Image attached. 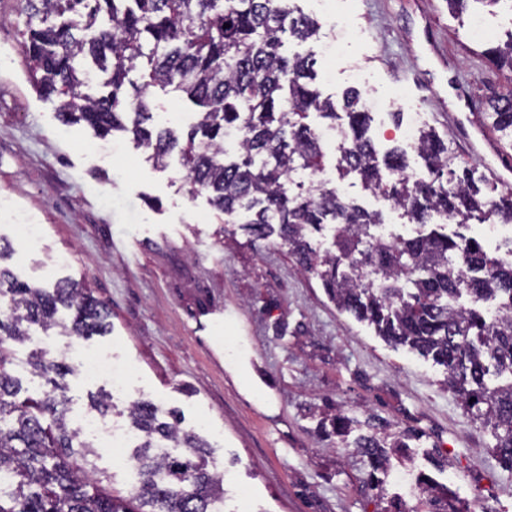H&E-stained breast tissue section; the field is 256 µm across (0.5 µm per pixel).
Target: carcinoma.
<instances>
[{
  "label": "carcinoma",
  "mask_w": 512,
  "mask_h": 512,
  "mask_svg": "<svg viewBox=\"0 0 512 512\" xmlns=\"http://www.w3.org/2000/svg\"><path fill=\"white\" fill-rule=\"evenodd\" d=\"M27 38L21 52L41 97L56 98L64 124L84 123L100 137L132 135L146 161L162 167L179 152L192 191L210 205L239 216L257 238L277 235L316 274L337 307L375 326L381 336L432 358L446 370V384L469 416L491 431L493 451L512 471V261L491 255L483 241L436 229L394 240L377 237L380 215L346 200L320 181L292 196L285 179L303 169H324L317 131L303 122L315 112L336 120V103L312 84L309 57H289L283 35L306 42L319 33L294 0H24ZM480 55L497 71L512 74V31ZM90 63L107 75L98 97L79 88ZM144 81L125 89L129 74ZM172 88L201 107L197 120L178 133L155 121L151 87ZM341 109L348 131L339 147L341 176H359L418 224L436 217L467 223H512V189L493 200L477 185L451 142L420 135L418 155L428 177L404 174L405 152L378 159L367 136L368 112L355 88ZM484 117L503 145L512 146V87L488 98ZM336 225L332 249L313 252L308 233ZM13 248L0 238V512H217L224 476L209 469V445L171 420L159 418L150 400L127 407L130 427L141 433L131 461L138 484L127 499L102 486L94 459L99 449L72 426L67 407L72 365L47 351L24 365L45 381L38 396L22 395L15 375V345L30 328L47 336H91L107 327L108 312L89 288L64 279L53 288L20 281L1 265ZM73 311L65 321L59 308ZM507 382L489 386L493 378ZM419 437L415 428L392 429L375 417L353 442L366 458L362 512H470L445 483L421 472L417 506L386 496L390 460ZM167 441L174 454L154 451ZM95 485V493L86 490Z\"/></svg>",
  "instance_id": "cac0c4a2"
}]
</instances>
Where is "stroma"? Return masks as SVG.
I'll return each mask as SVG.
<instances>
[{
  "instance_id": "obj_1",
  "label": "stroma",
  "mask_w": 512,
  "mask_h": 512,
  "mask_svg": "<svg viewBox=\"0 0 512 512\" xmlns=\"http://www.w3.org/2000/svg\"><path fill=\"white\" fill-rule=\"evenodd\" d=\"M297 3L319 19L323 39H287L286 53H313L323 94L337 99L355 85L387 102L371 115L379 150L398 146L397 130L418 112L493 184L486 156L467 152L448 109L480 121L485 96L511 84L479 54L505 36L502 15L488 17L477 40L447 0ZM25 36L21 0H0V236L15 248L7 264L19 279L50 286L68 277L106 306V335L50 342L59 354L74 345L132 366L109 419L123 422L138 399L180 410L182 429L208 441L224 474L225 512L242 493L253 512H361L367 462L325 431L336 410L357 435L376 413L421 433L401 471H430L426 452L441 443L440 482L473 512H512V471L494 455L492 433L445 387L441 367L337 310L278 237L218 219L206 193H191L178 156L155 168L131 135L102 139L62 125L56 101L32 85ZM324 149L325 172L346 199L382 212L401 235L415 230L358 176L340 177L334 144ZM19 223L39 225L37 244L19 241Z\"/></svg>"
}]
</instances>
